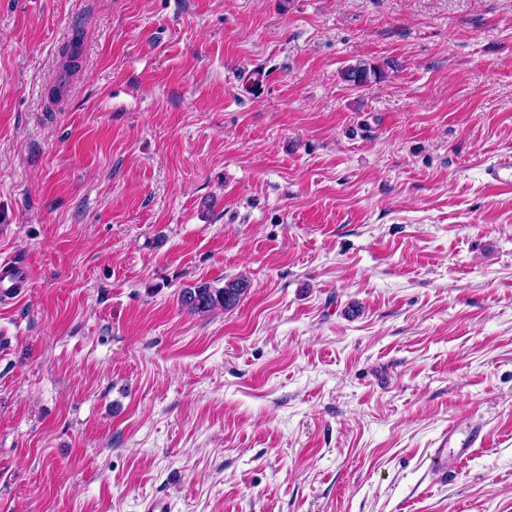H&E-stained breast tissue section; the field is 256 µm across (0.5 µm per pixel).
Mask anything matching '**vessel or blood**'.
<instances>
[{"label":"vessel or blood","instance_id":"b4317fda","mask_svg":"<svg viewBox=\"0 0 512 512\" xmlns=\"http://www.w3.org/2000/svg\"><path fill=\"white\" fill-rule=\"evenodd\" d=\"M487 175L490 188L511 192L512 155L500 156ZM27 280L26 267L20 260L10 258L0 261V298L12 300L21 297ZM486 437L483 423L472 415H459L443 432L438 447L432 449V469L444 477L456 473L474 449L485 445Z\"/></svg>","mask_w":512,"mask_h":512}]
</instances>
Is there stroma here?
<instances>
[{
    "label": "stroma",
    "instance_id": "1",
    "mask_svg": "<svg viewBox=\"0 0 512 512\" xmlns=\"http://www.w3.org/2000/svg\"><path fill=\"white\" fill-rule=\"evenodd\" d=\"M509 151L512 0H0V512H512ZM488 185L494 190L512 191V155L504 154L487 171ZM27 280L28 274L22 261L10 258L0 262V297L3 300L21 297ZM248 285L243 277L229 279L221 288L201 282L194 287L185 288L180 294V303L193 314H205L216 308H232L245 294ZM486 437L483 423L473 415H459L448 425V431L442 433L438 447L432 449V469L442 477L455 474L475 448L485 445Z\"/></svg>",
    "mask_w": 512,
    "mask_h": 512
}]
</instances>
